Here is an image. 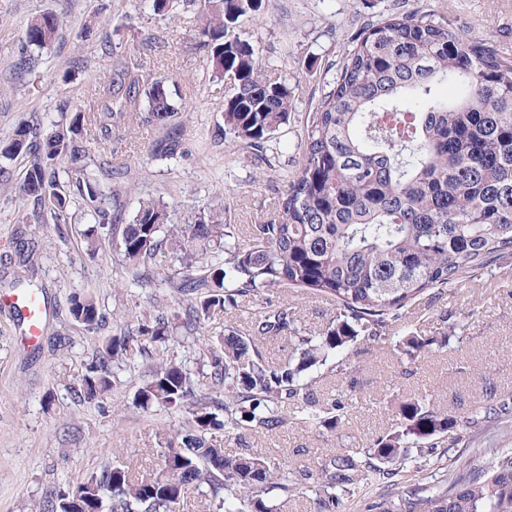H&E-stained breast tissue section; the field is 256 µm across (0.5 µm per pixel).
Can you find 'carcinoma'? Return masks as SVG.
<instances>
[{
	"instance_id": "1",
	"label": "carcinoma",
	"mask_w": 512,
	"mask_h": 512,
	"mask_svg": "<svg viewBox=\"0 0 512 512\" xmlns=\"http://www.w3.org/2000/svg\"><path fill=\"white\" fill-rule=\"evenodd\" d=\"M151 2L161 15L188 13L197 4ZM259 8V0H203L196 32L215 73L234 76L220 134L272 168L293 108L288 80L265 79L254 46L231 33L241 16ZM59 29L56 14L33 16L14 67L28 68L31 54L49 48ZM139 69L135 53L117 59L100 109L75 108L70 119L48 127L33 116L0 142V160L29 158L20 192L33 198L38 217L64 223L80 200L95 223L85 233L92 246L99 229L113 224L112 252L136 285L150 282L148 263L179 261L168 285L187 306L173 311L153 302L139 312L137 348L129 334L105 341L77 395L101 397L114 370L129 369L140 357L151 365L133 406L189 417L165 442L162 476L144 479L127 465L107 466L56 489L39 512H178L194 492L211 497V512H277L270 495L286 501L304 493L310 480L324 512H334L338 492L391 476L411 457L418 464L437 461L443 479L405 486L371 503L369 512H512V448L485 449L488 460L479 467L451 454L458 420L427 395L398 403L394 430L354 455H326L316 471L290 472L249 448L229 454L217 436L241 441L290 420L336 429L347 406L317 395L324 374H350L349 351L360 344L390 346L404 365L416 366L448 333L399 334L404 309L431 290H453L476 270L512 263V60L431 16L396 13L364 27L308 115L297 143L302 162L285 176L278 218L247 228L223 223L214 209L192 224H174L160 198L139 202L123 221L112 162L97 163L92 149L111 140L112 127L124 120L162 130L150 148L155 158H176L183 137L170 80L143 77ZM443 83L459 85L461 96L439 97ZM62 175L73 191L61 188ZM208 253L201 270L199 256ZM284 288L331 298L336 319L309 331L283 300L261 307L245 336L224 329L200 349L195 371L172 357L154 359L155 344L168 343L174 327L190 337L202 320L229 315L241 299ZM69 313L88 331L103 322L88 295L73 297ZM278 336L288 338V357L270 361L259 341ZM445 437L441 454L438 441Z\"/></svg>"
}]
</instances>
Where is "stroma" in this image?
<instances>
[{
  "mask_svg": "<svg viewBox=\"0 0 512 512\" xmlns=\"http://www.w3.org/2000/svg\"><path fill=\"white\" fill-rule=\"evenodd\" d=\"M52 11L61 22L56 42L36 56L28 73L11 64L24 42L29 19ZM431 15L464 26L470 37L490 42L512 58V0H262L259 11L239 19L235 32L269 62L267 78L287 80L293 112L283 168L298 169L295 145L309 112L356 45L363 27L395 13ZM88 37H81L82 28ZM111 41L115 53L139 52L144 74L167 76L177 89L176 107L184 126L183 152L153 160L149 148L160 132L150 125L118 124L112 130V164L122 175L112 186L126 200V215L140 201L163 198L176 224L191 222L208 208H222L227 224H266L276 214L284 183L245 150L227 148L217 137L229 80L216 78L210 55L197 44L192 14L160 16L149 0H0V140L40 114L58 120L70 102L86 112L101 105L112 77V60L95 46ZM27 161L18 158L0 171V295H14L18 235L34 242L33 279L48 298L42 339L32 347L12 306L0 305V512H36L51 490L82 481L109 464L131 466L152 478L163 467L159 438L176 428L178 417L142 412L132 399L144 366L119 371L109 392L88 402L76 391L98 346L109 337L134 331L136 311L160 301L177 307L168 278L171 263L150 266L151 285L139 287L120 256L109 247L88 249L80 237L85 221L38 224L32 199L18 193ZM92 296L107 320L90 332L71 319L73 296ZM303 327L318 331L332 322L335 302L306 289H289ZM465 318L464 335L426 358L417 371L402 374L390 348L371 347L355 359L351 379L326 378L318 393L352 394L336 430L312 432L296 421L277 433L249 439L246 446L285 462L289 469H316L326 449L352 454L394 429L392 395L427 393L459 420L456 453L482 465L488 448H512V269L480 271L464 287L428 292L410 304L401 333L438 335L449 313ZM507 402L511 410L471 427L475 409ZM440 470L408 460L394 475L376 479L344 495L336 512H367L377 498L400 487L439 481Z\"/></svg>",
  "mask_w": 512,
  "mask_h": 512,
  "instance_id": "obj_1",
  "label": "stroma"
}]
</instances>
